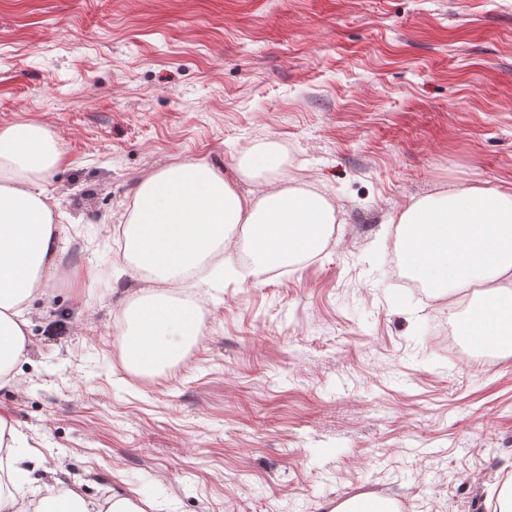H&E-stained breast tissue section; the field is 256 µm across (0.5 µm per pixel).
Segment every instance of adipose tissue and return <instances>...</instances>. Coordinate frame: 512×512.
<instances>
[{
	"mask_svg": "<svg viewBox=\"0 0 512 512\" xmlns=\"http://www.w3.org/2000/svg\"><path fill=\"white\" fill-rule=\"evenodd\" d=\"M64 149L46 128L0 130V388L28 353L30 301L68 281L59 269L60 203L47 189ZM274 143L248 148L235 177L205 161H179L141 180L122 222L124 257L153 283L130 294L119 315L127 367L153 375L176 364L197 341L199 305L173 298L185 276L209 265L198 285L229 276L247 282L281 266H299L327 244L341 218L334 203L289 176ZM394 248L408 272L434 296L477 288L480 302L459 322L464 345L512 354V189L467 186L412 198L392 218ZM11 490L0 512H147L129 497L87 498L61 479L45 483L40 505L24 485L40 466L12 419L0 414Z\"/></svg>",
	"mask_w": 512,
	"mask_h": 512,
	"instance_id": "adipose-tissue-1",
	"label": "adipose tissue"
}]
</instances>
